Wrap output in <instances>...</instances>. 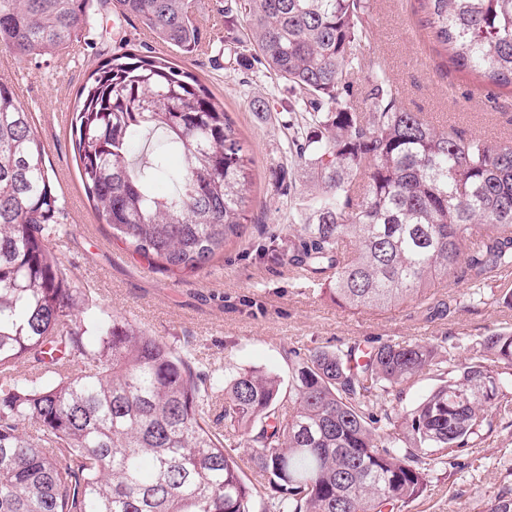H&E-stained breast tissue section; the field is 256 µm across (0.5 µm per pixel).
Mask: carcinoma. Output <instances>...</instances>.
Returning a JSON list of instances; mask_svg holds the SVG:
<instances>
[{
	"mask_svg": "<svg viewBox=\"0 0 512 512\" xmlns=\"http://www.w3.org/2000/svg\"><path fill=\"white\" fill-rule=\"evenodd\" d=\"M433 43L488 87H512V0H421ZM182 55L204 47L190 0H113ZM94 0H0L20 61L89 39ZM369 0H234L224 42L301 96L299 165L315 182L288 225V265L345 311L429 305L438 284L512 269V146L440 129L398 105L377 70L350 111ZM75 152L97 221L148 261L198 272L242 236L251 160L224 103L169 55L103 59L76 94ZM181 156L169 169L171 154ZM165 175L171 192L153 184ZM63 211L32 113L0 80V512H397L435 459L512 417V333L449 366L439 344L288 351V379L204 371L194 354L71 287L50 237ZM30 372L20 377L19 367ZM409 410L387 397L424 372ZM224 393V433L209 410ZM250 465L248 478L244 465ZM436 379L437 377L432 373L424 374L412 386L405 388L400 402L394 400L391 403H393L394 406L397 405L396 408L399 410L414 407L437 385L438 381Z\"/></svg>",
	"mask_w": 512,
	"mask_h": 512,
	"instance_id": "obj_1",
	"label": "carcinoma"
}]
</instances>
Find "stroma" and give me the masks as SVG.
<instances>
[{"instance_id": "obj_1", "label": "stroma", "mask_w": 512, "mask_h": 512, "mask_svg": "<svg viewBox=\"0 0 512 512\" xmlns=\"http://www.w3.org/2000/svg\"><path fill=\"white\" fill-rule=\"evenodd\" d=\"M224 4L191 0L211 44L178 63L223 101L244 141L253 160L251 205L242 237L195 274L159 270L97 223L79 180L70 130L76 91L101 59L128 42L152 51L162 50V43L108 8L96 18L91 43L73 44L62 56L20 61L0 49V78L13 84L32 112L64 203V229L51 246L73 287L91 291L99 313L127 318L175 345L191 341L208 370L231 365L284 377L291 348L423 344L444 336L456 344V362L464 363L484 336L512 331V308L499 301L512 291V270L491 272L476 291L463 284L436 288L434 300H458L444 315L411 306L346 312L287 263L271 260L273 235L286 233L290 214L299 212L310 188L286 150L288 128L300 120L288 109L297 95L263 66L236 62L224 46ZM424 17L420 0H370L369 37L355 51L361 67L352 77L350 106L367 111L365 76L374 64L404 109L441 128L512 144V93L486 89L451 68L435 51ZM258 98L269 101V111L253 109ZM501 495L512 496V425L498 421L476 447L437 465L427 489L402 512H484L486 502Z\"/></svg>"}]
</instances>
